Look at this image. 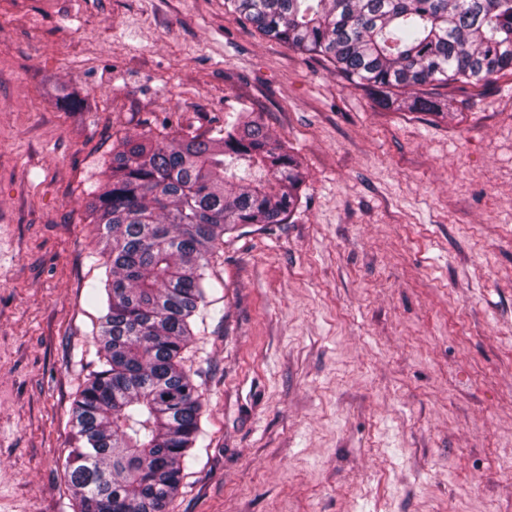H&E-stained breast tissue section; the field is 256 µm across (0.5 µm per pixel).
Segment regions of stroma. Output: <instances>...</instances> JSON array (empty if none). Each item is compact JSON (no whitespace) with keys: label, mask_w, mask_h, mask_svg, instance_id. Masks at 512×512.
<instances>
[{"label":"stroma","mask_w":512,"mask_h":512,"mask_svg":"<svg viewBox=\"0 0 512 512\" xmlns=\"http://www.w3.org/2000/svg\"><path fill=\"white\" fill-rule=\"evenodd\" d=\"M238 112L303 198L210 261L170 512H512V75L387 108L224 0H0V512H73L113 142Z\"/></svg>","instance_id":"obj_1"}]
</instances>
